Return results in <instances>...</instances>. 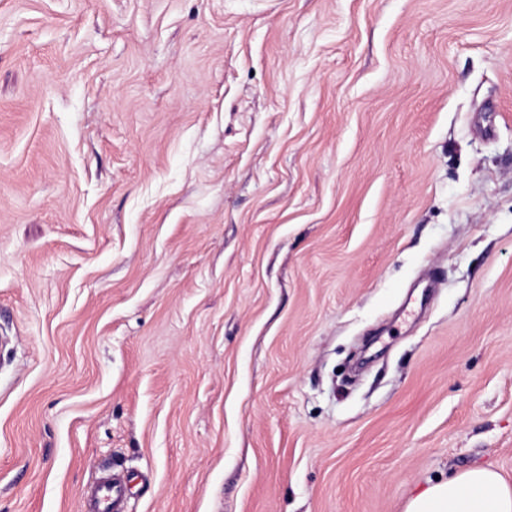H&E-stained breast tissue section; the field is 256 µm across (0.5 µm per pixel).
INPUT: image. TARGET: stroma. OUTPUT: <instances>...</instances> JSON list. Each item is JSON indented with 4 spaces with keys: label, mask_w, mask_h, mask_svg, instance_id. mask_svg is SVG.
<instances>
[{
    "label": "stroma",
    "mask_w": 512,
    "mask_h": 512,
    "mask_svg": "<svg viewBox=\"0 0 512 512\" xmlns=\"http://www.w3.org/2000/svg\"><path fill=\"white\" fill-rule=\"evenodd\" d=\"M512 483V0H0V512H404ZM405 512H512V485L495 469L470 468L429 482ZM130 475L123 479H103L84 491L88 512H123L124 496Z\"/></svg>",
    "instance_id": "obj_1"
}]
</instances>
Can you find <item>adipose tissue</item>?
<instances>
[{
  "label": "adipose tissue",
  "mask_w": 512,
  "mask_h": 512,
  "mask_svg": "<svg viewBox=\"0 0 512 512\" xmlns=\"http://www.w3.org/2000/svg\"><path fill=\"white\" fill-rule=\"evenodd\" d=\"M405 512H512V483L489 467H474L428 483Z\"/></svg>",
  "instance_id": "obj_1"
}]
</instances>
